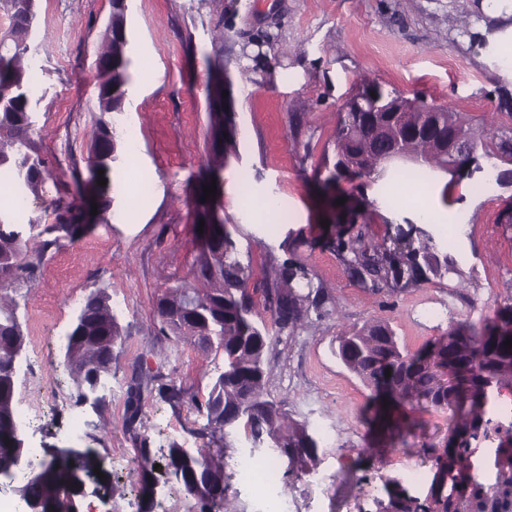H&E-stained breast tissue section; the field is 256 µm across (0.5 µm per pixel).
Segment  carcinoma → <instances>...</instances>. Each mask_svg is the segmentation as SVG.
Listing matches in <instances>:
<instances>
[{
	"mask_svg": "<svg viewBox=\"0 0 512 512\" xmlns=\"http://www.w3.org/2000/svg\"><path fill=\"white\" fill-rule=\"evenodd\" d=\"M128 0H112V15L105 31L104 50L99 55L98 116L86 167L103 171L86 181L79 198L66 204L57 223L45 227L69 239L95 221L106 219L112 206V173L117 162L129 152L120 140L112 116L124 111L127 89L133 77L130 33L127 27ZM0 10L9 16V27L0 33V170L12 172L19 197L38 195L48 167L33 138L35 109L43 95L32 92L31 71L36 66L33 52L37 38L36 0H0ZM212 38V54L207 56L208 73L224 75L220 43ZM391 93L373 81L361 82L353 98L364 102L387 99ZM462 133L465 152L451 156L448 132ZM333 159H324L325 175H317L319 194L336 206V189L341 182L352 184L335 220L350 224L370 223L368 203L361 188L368 182L392 183L413 164L429 173L447 172L462 177L469 165L482 159L512 162V125L499 122L491 113L476 127L459 112H341L336 125ZM237 155L236 139L224 140V150L212 151L198 184L216 179V195H224V162ZM107 184L100 186L97 179ZM97 213L91 214L92 206ZM38 225L16 222L9 213L0 214V288L12 281L23 267L19 260L28 250ZM199 262L193 270L197 285L180 283L169 287L156 301V313L169 330L198 340L205 351L220 352L224 369L214 378L205 401L196 403L207 420L206 429L214 435H227L241 429L255 446L274 440L278 450L300 456L294 471L308 473L316 465L321 440L305 423L282 425L280 405L266 397L269 355L281 337H291L311 320L336 312L335 301L322 285L314 284L315 274L305 265L287 260L276 280L251 283L252 259L242 260L232 233L225 224H211L197 237ZM332 251L350 278L375 294H395L418 288L433 278L448 274L463 276L458 261L438 249L432 231L422 224H388L380 240L362 231L346 234L336 231ZM106 289L90 292L78 308L65 334L64 362L86 388L110 374L114 347L122 343V327L109 303ZM512 314L501 315L480 327L452 325L438 346L414 353L399 341L389 323L373 321L362 328L336 337V356L345 368L371 390L373 414L369 423L395 432L399 422L394 412L415 399L444 408L469 404V413L454 425L445 448L435 457L434 473L427 490L420 496L401 482L384 484L383 494L373 498L375 512H512V476L500 477L495 495L489 496L477 480L460 477L461 466L469 463L473 444L492 434L500 443L512 441V430L489 428L485 405L493 391L512 382V347L504 342L512 336ZM25 341L15 309L0 305V347H13ZM391 375H386V371ZM142 386H130L126 402L129 430L140 408ZM14 394L0 383V456L12 451L17 438ZM141 466L138 480L144 512H152L154 500L148 489L155 480L152 450L143 440L138 448ZM164 469L183 486L201 508L224 502V483L203 494H193V486L204 482L213 471H224L222 462L204 450L187 454L176 443L164 456ZM34 470L49 473L55 462L31 464ZM29 468V469H31ZM29 469L22 470V495L53 506L65 507L57 479L45 477L36 482Z\"/></svg>",
	"mask_w": 512,
	"mask_h": 512,
	"instance_id": "carcinoma-1",
	"label": "carcinoma"
}]
</instances>
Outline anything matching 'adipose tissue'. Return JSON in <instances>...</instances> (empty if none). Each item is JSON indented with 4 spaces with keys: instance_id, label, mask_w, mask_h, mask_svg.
I'll list each match as a JSON object with an SVG mask.
<instances>
[{
    "instance_id": "1",
    "label": "adipose tissue",
    "mask_w": 512,
    "mask_h": 512,
    "mask_svg": "<svg viewBox=\"0 0 512 512\" xmlns=\"http://www.w3.org/2000/svg\"><path fill=\"white\" fill-rule=\"evenodd\" d=\"M503 0H481L483 12L497 19L495 28L479 23L471 35L478 47L479 57L502 80L512 83V20L501 15Z\"/></svg>"
}]
</instances>
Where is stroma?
I'll use <instances>...</instances> for the list:
<instances>
[{
  "label": "stroma",
  "instance_id": "obj_1",
  "mask_svg": "<svg viewBox=\"0 0 512 512\" xmlns=\"http://www.w3.org/2000/svg\"><path fill=\"white\" fill-rule=\"evenodd\" d=\"M41 45L38 72L46 94L36 111L34 139L50 176L29 197L30 218L53 224L54 202L70 197L86 177L97 111L96 58L112 12L111 0H37ZM133 83L121 125L140 130L132 160L114 168L112 217L77 241L62 238L45 253L30 250L29 267L0 288L23 326L15 407L27 412L31 446L91 454L110 474L106 489L88 495L93 512H139L136 470L140 440L155 456L170 444L203 448L224 458L226 498L217 512H254L240 491L234 437L206 434L193 407L205 400L222 355L164 329L155 302L169 285L192 282L198 256L188 200L209 156L205 57L216 31L224 33V68L232 81L238 156L224 169V192L248 185L241 208L225 206L254 279L273 276L288 259L306 264L339 317L311 320L274 346L267 390L288 420L319 419L336 432L324 446L318 481L289 472L275 456L293 512H371L386 479L421 471L412 492L427 489L434 457L460 411L420 404L401 433L370 436L362 420L369 389L336 358L335 338L370 320L391 324L409 351L446 335L457 322L482 324L512 307V183L485 193L484 169L463 178L440 173L427 183L370 184L366 195L383 236L386 223L413 224L427 211L436 242L455 256L462 276L432 279L392 296L353 281L335 255L321 248L330 236L329 208L313 177L333 150L337 113L361 79L388 91L424 97L464 112L512 114V83L478 61L459 30L463 0H128ZM271 43H261L262 35ZM103 288L123 298L117 315L123 342L97 402H79V386L60 352L75 304ZM142 384L134 427L126 425L133 380ZM181 389L172 406L161 386ZM82 415L72 436L67 425Z\"/></svg>",
  "mask_w": 512,
  "mask_h": 512
}]
</instances>
